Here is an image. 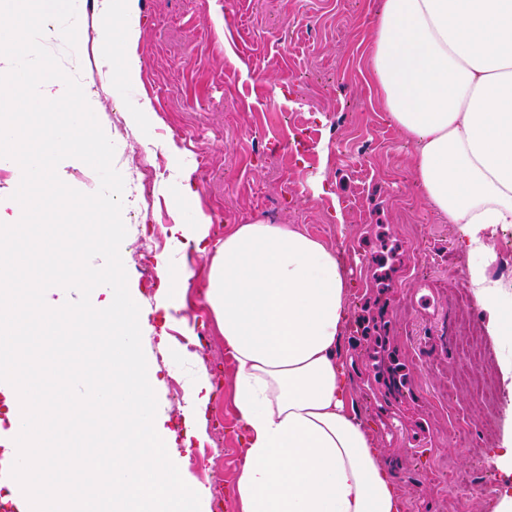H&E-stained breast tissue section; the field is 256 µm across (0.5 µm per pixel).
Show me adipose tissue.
<instances>
[{"instance_id":"1","label":"adipose tissue","mask_w":512,"mask_h":512,"mask_svg":"<svg viewBox=\"0 0 512 512\" xmlns=\"http://www.w3.org/2000/svg\"><path fill=\"white\" fill-rule=\"evenodd\" d=\"M98 20L103 41L116 23L125 41L140 36L138 0H100ZM369 39L377 94L415 148L416 193L466 238L481 305L512 306V288L486 274L491 233L512 227V0H383ZM15 134L0 106V167L28 171L0 207V244L24 239L66 255L82 289L34 291L13 279L0 287V489L14 512H90L85 459L56 448L65 412L95 419L110 451L103 512H210L209 488L185 477L151 407L156 370L139 346L152 316L172 321L191 270L159 255L165 293L150 311L127 287L120 253L97 265L80 256L81 237L113 238L119 225L79 221L41 241L22 216L39 214L58 183L43 155L14 149ZM170 234L180 253L213 255L205 297L234 361L232 406L245 438L237 512H406L345 383L349 286L334 251L294 226L260 222L236 225L214 248L202 213ZM62 319L78 345L87 330L106 333L112 382L99 394L69 391L77 367L57 375L50 358L32 356L31 325L51 331Z\"/></svg>"}]
</instances>
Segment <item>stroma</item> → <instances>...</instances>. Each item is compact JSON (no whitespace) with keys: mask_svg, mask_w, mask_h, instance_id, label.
I'll list each match as a JSON object with an SVG mask.
<instances>
[{"mask_svg":"<svg viewBox=\"0 0 512 512\" xmlns=\"http://www.w3.org/2000/svg\"><path fill=\"white\" fill-rule=\"evenodd\" d=\"M381 0H139L142 60L137 81L105 66L97 8L77 12L84 64L80 83L101 87L92 109L115 145L114 166L131 181L144 157L158 160L150 203L124 202V275L147 306L139 239L171 250L170 228L211 219L220 243L238 224H295L335 249L356 252L348 270L349 320L342 350L346 382L362 421L385 453L381 462L407 501L406 512H497L512 472L498 468L512 432V382L501 367L512 343L490 335L468 283L473 258L457 226L413 191V147L390 125L370 70V20ZM154 118L135 121L141 104ZM304 150H292L296 134ZM196 195L179 196L183 173ZM321 181L322 191L311 185ZM192 276L184 306L167 327V346L144 332L141 349L157 369V412L168 416L173 448L188 479L207 482L208 458L224 441L226 512L244 463L231 403L234 362L205 291L210 255L186 258ZM195 353L212 384L204 426L184 420L173 384L186 376L174 355ZM58 370L80 365L77 390L112 380L109 348L75 346L62 334L36 339ZM481 354L469 367L468 350Z\"/></svg>","mask_w":512,"mask_h":512,"instance_id":"stroma-1","label":"stroma"}]
</instances>
